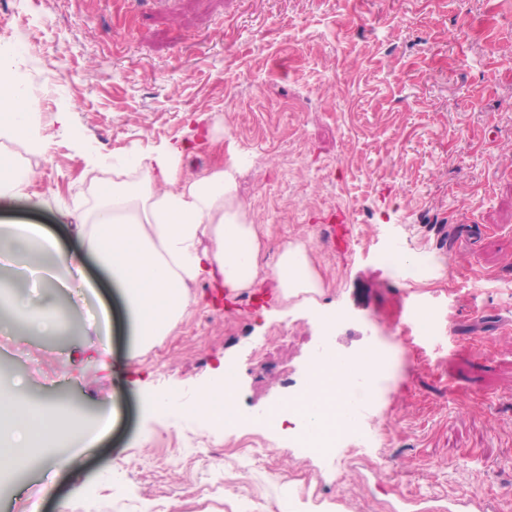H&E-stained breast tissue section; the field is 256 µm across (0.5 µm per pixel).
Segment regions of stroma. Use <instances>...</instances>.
Returning <instances> with one entry per match:
<instances>
[{
	"mask_svg": "<svg viewBox=\"0 0 512 512\" xmlns=\"http://www.w3.org/2000/svg\"><path fill=\"white\" fill-rule=\"evenodd\" d=\"M48 120L47 154L27 155L47 198L91 207L112 163L131 149L183 147V173L236 162L239 199L265 232V268L284 242L309 251L322 282L313 302L224 312L211 283L174 330L138 350L97 267L111 310L99 364L95 301L55 292L70 336L14 334L36 354L0 349V367L36 402L80 407L108 433L45 467L16 474L0 512H445L471 490L512 512V0H0V48ZM70 117L69 135L53 125ZM107 161L90 167L77 143ZM344 212L350 253L326 246ZM41 224L78 250L55 208L0 207V222ZM432 331L399 340L411 307ZM346 312L331 347L387 349L389 384L375 403L389 425L363 463L322 461L242 423L304 389L319 338L314 314ZM259 347L260 358L249 357ZM236 369L238 426L217 432L184 406ZM274 463L284 481L267 479Z\"/></svg>",
	"mask_w": 512,
	"mask_h": 512,
	"instance_id": "stroma-1",
	"label": "stroma"
}]
</instances>
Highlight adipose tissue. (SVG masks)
<instances>
[{
  "instance_id": "adipose-tissue-1",
  "label": "adipose tissue",
  "mask_w": 512,
  "mask_h": 512,
  "mask_svg": "<svg viewBox=\"0 0 512 512\" xmlns=\"http://www.w3.org/2000/svg\"><path fill=\"white\" fill-rule=\"evenodd\" d=\"M12 101L0 112V139L15 151H0V201L22 200L32 208L45 205L36 177L20 160L21 153L42 154L50 137L32 101L18 87L10 67L0 59V95ZM181 150L164 144L128 155L113 170L112 184L95 204L78 213L77 231L85 250L119 288L136 343L149 347L183 319L195 302L201 282L244 291L262 270L260 225L251 223L238 199L236 164L217 166L189 178L180 167ZM64 259L69 271L79 263L63 258L55 237L38 224L0 225V269L38 272L47 288L67 287L54 265ZM278 293L285 298L319 288L318 276L303 245L284 243L272 270ZM0 322L34 335L60 329L59 314L49 297L28 300L0 294ZM370 356L343 361L328 355L308 385L272 407L269 423L297 424L305 435L341 429L344 399L352 380L373 372ZM204 417L215 429L235 426L236 404L231 371H223L215 387L204 391L187 410ZM87 428L77 408L30 402L19 384H0V478L35 469L49 448L85 440Z\"/></svg>"
}]
</instances>
